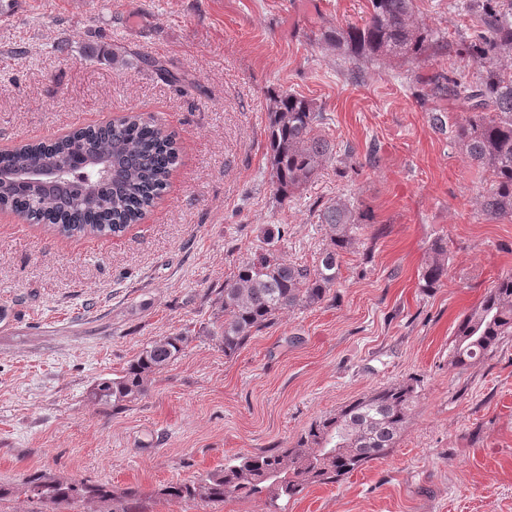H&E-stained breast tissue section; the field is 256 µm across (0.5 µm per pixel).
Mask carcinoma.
<instances>
[{
  "mask_svg": "<svg viewBox=\"0 0 512 512\" xmlns=\"http://www.w3.org/2000/svg\"><path fill=\"white\" fill-rule=\"evenodd\" d=\"M414 0H369L367 20L336 33V47L358 64L383 55L419 60L439 45L414 17ZM478 15L477 29L460 51L482 69L479 81L437 73L427 78L429 95L471 112L458 139L467 156L489 173L481 209L491 219L512 218V0H469ZM322 115L291 92L274 96L267 149L271 183L282 202L310 181L331 159L330 143L316 129ZM174 137L139 112H126L98 126L70 131L49 145L24 144L0 150V173H19L39 163L51 168L70 165L69 180L0 182V207L30 224H43L67 238L119 235L155 206L169 185L179 159ZM327 244L318 264L284 263L270 246L285 230H264L266 249L241 262L224 283L217 301L224 321L210 335L235 355L257 332L283 311L323 303L340 274V258L351 250L373 215L340 199L318 209ZM448 275L446 243L435 240L420 273L423 288H436ZM512 335V274L495 286L459 322L449 363L477 361ZM189 343V332L165 337L128 362L119 375L104 378L91 390L104 407L117 408L146 391L150 375L176 360ZM416 399L413 385L394 384L353 400L339 413L310 424L290 447L247 454L209 472L198 482L180 481L161 489L174 503L201 500L222 503L231 496L265 493L271 502L296 495L305 486L336 483L365 463L387 456ZM45 512H64L76 500L90 498L112 504L109 512H141L136 488L114 489L110 482L63 481L34 472L25 482Z\"/></svg>",
  "mask_w": 512,
  "mask_h": 512,
  "instance_id": "1",
  "label": "carcinoma"
}]
</instances>
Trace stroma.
Segmentation results:
<instances>
[{"mask_svg":"<svg viewBox=\"0 0 512 512\" xmlns=\"http://www.w3.org/2000/svg\"><path fill=\"white\" fill-rule=\"evenodd\" d=\"M414 11L447 49L356 76L336 31L362 24L368 0H26L0 19V148L131 110L182 147L161 200L121 235L65 238L0 212V482L13 488L0 512H39L25 486L35 471L138 488L145 512H273L264 495L178 504L161 490L293 445L316 419L408 381L418 396L396 448L306 486L286 512H512V336L449 363L460 320L512 273V218L482 214L489 174L456 138L470 115L436 128L425 85L439 72L479 79L455 50L477 19L456 0ZM276 91L313 103L333 147L284 203L267 155ZM337 197L370 209L383 235L360 230L325 302L225 356L208 334L225 281L269 224L288 227L280 261L317 264V211ZM438 238L448 275L427 291L419 273ZM183 331L191 341L144 395L117 409L92 400L96 382Z\"/></svg>","mask_w":512,"mask_h":512,"instance_id":"1","label":"stroma"}]
</instances>
